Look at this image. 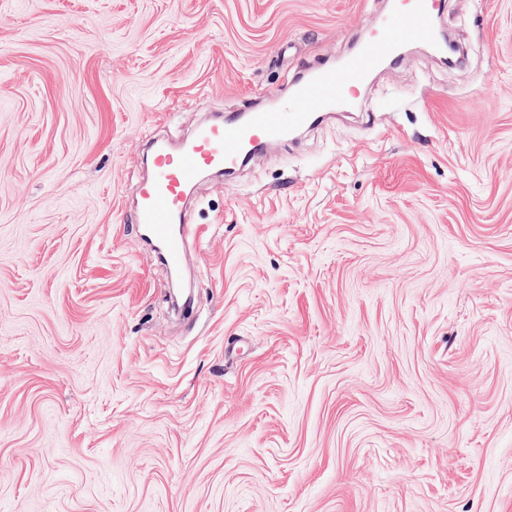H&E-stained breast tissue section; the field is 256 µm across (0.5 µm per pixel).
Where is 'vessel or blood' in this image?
I'll return each instance as SVG.
<instances>
[{
    "mask_svg": "<svg viewBox=\"0 0 512 512\" xmlns=\"http://www.w3.org/2000/svg\"><path fill=\"white\" fill-rule=\"evenodd\" d=\"M443 5L444 0H397L341 70L319 66L296 84L294 101L299 111L287 114L276 107L251 108L206 123L179 143L154 142L151 175L136 188L133 220L162 245L167 266L175 268L185 260L190 229L186 201L202 173L234 172L293 129L345 105L346 84L362 82L369 69L393 61L407 42L432 40L429 22Z\"/></svg>",
    "mask_w": 512,
    "mask_h": 512,
    "instance_id": "1",
    "label": "vessel or blood"
}]
</instances>
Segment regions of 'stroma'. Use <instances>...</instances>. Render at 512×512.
Instances as JSON below:
<instances>
[{"label":"stroma","mask_w":512,"mask_h":512,"mask_svg":"<svg viewBox=\"0 0 512 512\" xmlns=\"http://www.w3.org/2000/svg\"><path fill=\"white\" fill-rule=\"evenodd\" d=\"M390 0H0V512H512V0L131 222L148 140L290 106Z\"/></svg>","instance_id":"35a3bbf8"}]
</instances>
